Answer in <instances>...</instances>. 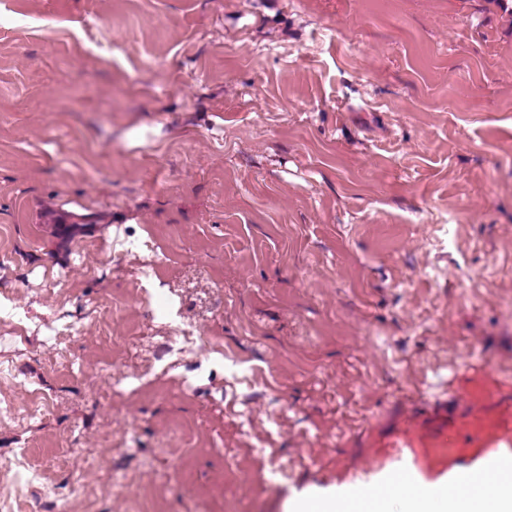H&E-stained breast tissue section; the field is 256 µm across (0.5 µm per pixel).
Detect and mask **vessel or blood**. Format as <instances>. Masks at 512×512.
<instances>
[{"instance_id": "vessel-or-blood-1", "label": "vessel or blood", "mask_w": 512, "mask_h": 512, "mask_svg": "<svg viewBox=\"0 0 512 512\" xmlns=\"http://www.w3.org/2000/svg\"><path fill=\"white\" fill-rule=\"evenodd\" d=\"M395 421L354 436L362 461L277 491L287 512H390L411 496L416 512H465L485 500L512 512V378L495 362L474 358L449 369L424 396L394 401Z\"/></svg>"}]
</instances>
